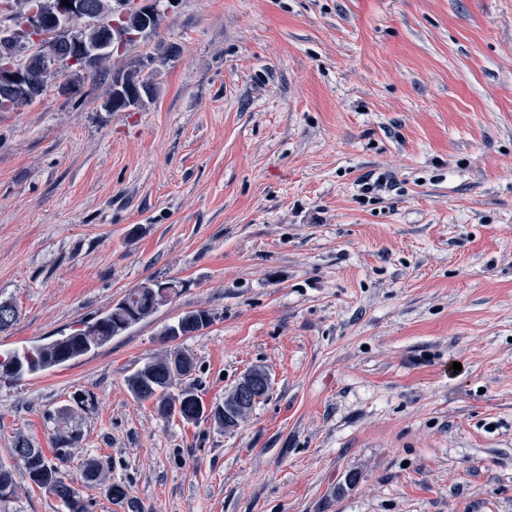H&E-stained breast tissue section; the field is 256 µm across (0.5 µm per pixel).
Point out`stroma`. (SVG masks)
<instances>
[{"instance_id":"stroma-1","label":"stroma","mask_w":512,"mask_h":512,"mask_svg":"<svg viewBox=\"0 0 512 512\" xmlns=\"http://www.w3.org/2000/svg\"><path fill=\"white\" fill-rule=\"evenodd\" d=\"M160 41L179 54L144 110L52 86L0 112L1 351L176 286L96 351L0 378V512H67L12 448L51 459L69 429L90 512H512V0H178L125 56ZM196 309L172 392L271 378L231 433L127 385ZM91 456L132 505L84 484Z\"/></svg>"}]
</instances>
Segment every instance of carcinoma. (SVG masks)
I'll list each match as a JSON object with an SVG mask.
<instances>
[{
    "label": "carcinoma",
    "instance_id": "obj_1",
    "mask_svg": "<svg viewBox=\"0 0 512 512\" xmlns=\"http://www.w3.org/2000/svg\"><path fill=\"white\" fill-rule=\"evenodd\" d=\"M81 19L83 16L78 14L59 17L54 20V27L78 36L93 50L94 58L89 76L92 86L106 88L102 108L107 112L112 111V105L117 99L116 86L121 83L124 86V96H133L138 101V109H145L159 92L157 73L145 72L137 59L127 62L116 61L115 54L112 53V49L106 47V40L97 26L91 23L85 28H76V22ZM120 24L127 36L128 45L135 44L140 34L142 17L137 13H130L120 21ZM20 49L21 44L17 41L0 36V64L15 60ZM55 53L59 56V62L55 65L46 61L43 49L26 54L21 65L28 74V82L7 92V95L24 101V105L28 106L45 94L51 80L58 75H67L74 84H80L85 76L67 65V47L58 42ZM138 290L140 298L137 301L135 316L131 317L126 312L111 308L70 334L61 335L48 343L35 345L22 352L0 354V378L19 380L26 375L63 365L87 355L111 341L113 337L123 334L133 325L151 317L160 304L149 297L148 283H142ZM17 317L16 306L9 300H0V332L10 328ZM191 319L194 323L183 332L185 336L200 331L203 320L209 321L211 317L207 311L197 309L184 313L177 323H186ZM194 369L193 359L189 355L178 348L169 349L132 374L128 379V388L136 398L154 401L158 412L163 416H172L167 407L177 402L182 420L197 422L205 405L196 391L192 388H183L176 395L169 392L174 378L185 377L188 371ZM80 439V433L73 430L58 433L55 437V447L59 454L54 462L47 459L41 449L33 447L23 438L17 439L13 448L29 480L35 486L57 496L68 512H89L88 502L73 485L66 482L60 470V465L67 461L66 449L78 443ZM83 479L88 483L105 482L103 467L99 460L89 458L83 463Z\"/></svg>",
    "mask_w": 512,
    "mask_h": 512
}]
</instances>
